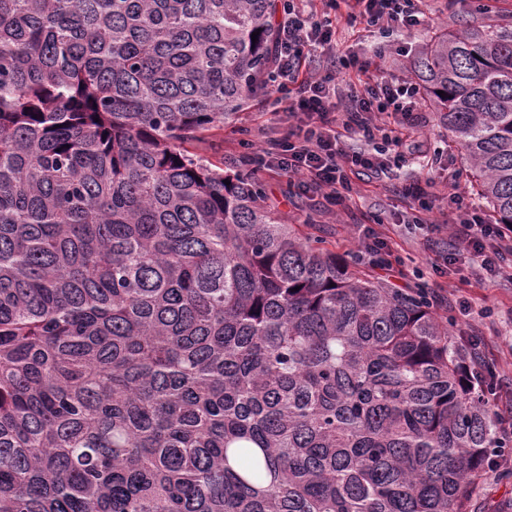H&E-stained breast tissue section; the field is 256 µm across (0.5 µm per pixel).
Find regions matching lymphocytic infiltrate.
<instances>
[{
	"mask_svg": "<svg viewBox=\"0 0 512 512\" xmlns=\"http://www.w3.org/2000/svg\"><path fill=\"white\" fill-rule=\"evenodd\" d=\"M322 11H305L298 0H284L276 24L273 55L276 104L291 118L287 136L246 151L253 171L275 168L300 192H322L331 206L345 210L354 187L352 175L384 172L401 143L402 130L421 119L418 84L391 71L370 72L367 60L347 53L337 67H300L315 54L333 51V22L369 27L411 28L425 14L416 0H322ZM446 263L463 265L480 279L512 280V228L486 223L479 207L466 205L457 175L448 177Z\"/></svg>",
	"mask_w": 512,
	"mask_h": 512,
	"instance_id": "lymphocytic-infiltrate-1",
	"label": "lymphocytic infiltrate"
}]
</instances>
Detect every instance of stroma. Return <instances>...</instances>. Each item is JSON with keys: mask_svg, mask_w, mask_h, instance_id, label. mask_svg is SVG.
<instances>
[{"mask_svg": "<svg viewBox=\"0 0 512 512\" xmlns=\"http://www.w3.org/2000/svg\"><path fill=\"white\" fill-rule=\"evenodd\" d=\"M422 7L427 15L426 25L394 32L381 37L376 29L361 26H338L336 30L337 53L352 52L360 57H372L374 51L385 52L387 57L398 53L414 55L438 30H460L469 25L499 24L512 26V0H495L491 12L480 13L461 6L458 0H424ZM270 91L256 94L244 103L235 121L225 124L221 152L225 169L237 168L236 151L241 130L278 137L288 131V119L273 114ZM423 119L419 126L407 132L398 156L390 166V187L380 183H358L357 193L347 210L339 216L327 213V202L322 194H286L288 178L276 170L256 174L274 198L287 223L293 224L299 234H307V218H315L321 225L322 237L330 249L341 256H352L355 249L354 235L362 225L371 224L374 215H381L389 236L399 244L402 254L411 256L412 276L408 284L424 282L430 291L439 290L446 281H453L456 296L468 299L470 312H448L440 308V316H451L456 329L477 330L483 338L482 354L494 359L512 377V281L504 279L477 280L468 271L461 270L453 278L439 272L444 264L448 243L440 236L430 239L407 233L403 224L405 201L393 193V186L420 182L429 184L433 195V220H443L448 211L447 181L449 172L464 168L460 151L450 141L436 113L429 106H422ZM489 310V317H481V310Z\"/></svg>", "mask_w": 512, "mask_h": 512, "instance_id": "obj_1", "label": "stroma"}]
</instances>
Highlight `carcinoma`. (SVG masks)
<instances>
[{"label": "carcinoma", "mask_w": 512, "mask_h": 512, "mask_svg": "<svg viewBox=\"0 0 512 512\" xmlns=\"http://www.w3.org/2000/svg\"><path fill=\"white\" fill-rule=\"evenodd\" d=\"M277 10L0 0V512H470L512 447L428 289L196 151L267 86ZM408 68L512 225V26Z\"/></svg>", "instance_id": "carcinoma-1"}]
</instances>
